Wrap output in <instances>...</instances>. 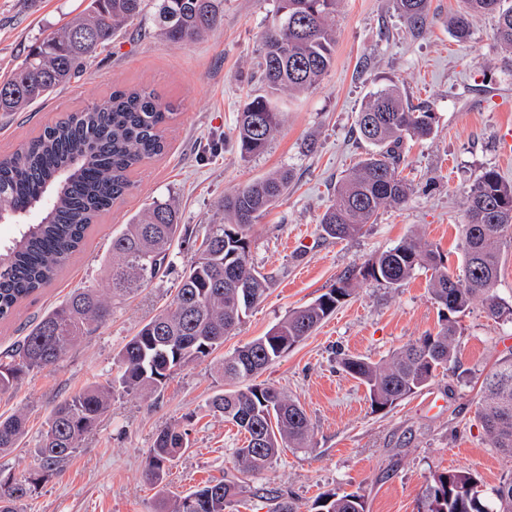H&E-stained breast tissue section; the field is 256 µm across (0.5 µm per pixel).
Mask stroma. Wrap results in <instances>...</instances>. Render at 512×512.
Segmentation results:
<instances>
[{"mask_svg":"<svg viewBox=\"0 0 512 512\" xmlns=\"http://www.w3.org/2000/svg\"><path fill=\"white\" fill-rule=\"evenodd\" d=\"M85 5V0H0V79L21 65L38 38ZM274 6V0H224L222 26L183 46L162 38L152 11H145L79 82L28 111L0 113L4 156L116 84L149 86L179 106L165 131V152L137 170L125 202L102 215L41 293L0 320V353L12 350L74 289L106 287L113 235L152 199L175 200L183 224L200 237L225 195L278 169L293 176L287 195L250 230L252 261L272 277L265 299L225 336L219 350L177 371L162 392H116L96 430L62 468L45 477L20 512H156L160 497L222 479L244 441L210 408L225 389L217 372L224 355L410 235L438 246L449 270L459 271L470 187L489 168L512 182V154L505 151L512 136V54L497 43L488 16L472 19L466 39L455 37L448 19L461 0H430L431 21L419 34L405 28L393 0H338L331 18L333 67L309 92L276 95L279 133L264 154L241 158L234 142L237 114L260 91L254 64ZM393 82L436 115L431 139H409L402 148L403 174L412 180L413 193L406 204L382 210L376 223L354 238L322 237L320 218L336 184L369 149L353 131L355 116L372 92ZM191 255L179 246L175 271L115 303L99 331L54 367L31 372L0 394V414L21 411L28 418L20 447L0 455L1 471L21 478L38 469L31 450L53 408L77 389L116 376L119 351L171 300L177 271ZM428 280L419 270L398 289L357 282L313 335L259 375V382L302 405L314 434L310 448L284 449L265 470L242 475L239 512H271L268 490L292 496L300 512H309L319 493L335 488L362 491L367 512H417L432 474L466 468L491 488L512 473V459L489 448L475 416L484 374L512 351V326L488 316L481 301L456 316L457 367L390 409L373 411L365 387L340 366L349 355L383 361L436 332L442 319ZM169 425L187 432L190 448L156 487L145 479L146 457L156 433Z\"/></svg>","mask_w":512,"mask_h":512,"instance_id":"35a3bbf8","label":"stroma"}]
</instances>
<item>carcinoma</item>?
<instances>
[{
  "label": "carcinoma",
  "instance_id": "1",
  "mask_svg": "<svg viewBox=\"0 0 512 512\" xmlns=\"http://www.w3.org/2000/svg\"><path fill=\"white\" fill-rule=\"evenodd\" d=\"M451 19L455 36L467 37L470 18L487 15L495 37L512 52V0H462ZM413 32L429 22L428 0H394ZM146 0H88L86 8L42 40L6 80L0 81V112H22L68 86L145 11ZM336 0H275L262 36L259 63L267 92L253 97L238 113L236 143L242 158L262 154L278 131L281 113L272 97L281 90L301 92L320 84L334 63L335 31L329 19ZM162 35L186 45L213 32L224 20V0H154ZM178 106L149 87H114L105 98L71 112L0 159V213L22 226L0 247V319L46 286L83 245L96 219L123 200L134 186L132 175L161 155L163 133ZM436 117L416 105L396 84L373 92L357 112L358 137L373 147L337 184L320 228L344 240L374 223L388 206L410 198L409 183L398 174L401 145L434 134ZM286 170L252 181L224 196L221 218L207 225L200 246L175 288L170 303L151 318L118 353V376L78 391L51 411L34 448L43 471L69 460L93 432L121 389L156 393L187 364L205 359L224 344L247 311L266 296L270 281L253 265L251 225L288 191ZM183 227L177 206L156 199L135 213L112 237L108 286L73 290L33 324L15 350L0 357V394L13 390L34 370L56 365L82 337L96 332L112 313V303L136 294L174 267V244ZM512 242V183L489 169L473 184L461 230L463 266L448 272L445 256L420 235H412L375 256L314 302L291 311L262 336L224 355V380H250L312 335L350 295L353 280L371 279L399 288L419 269L430 272L428 290L444 323L373 362L363 356L343 360L344 370L364 385L372 408L384 410L427 386L438 370L458 362L456 321L452 315L479 298L488 315L512 323V305L497 293L502 245ZM211 405L244 435L235 449V469L256 473L284 448H306L313 427L299 402L266 384L226 390ZM476 417L489 447L512 458V352L484 377ZM26 435L21 413L0 417V453L20 445ZM189 448L187 433L167 426L155 436L145 475L160 484L168 464ZM37 477H0V512H19L32 496ZM243 494L237 477H224L177 497L164 496L158 512H227ZM310 512H366L358 491L320 493ZM417 512H512V476L487 491L465 470L435 473L427 480Z\"/></svg>",
  "mask_w": 512,
  "mask_h": 512
}]
</instances>
